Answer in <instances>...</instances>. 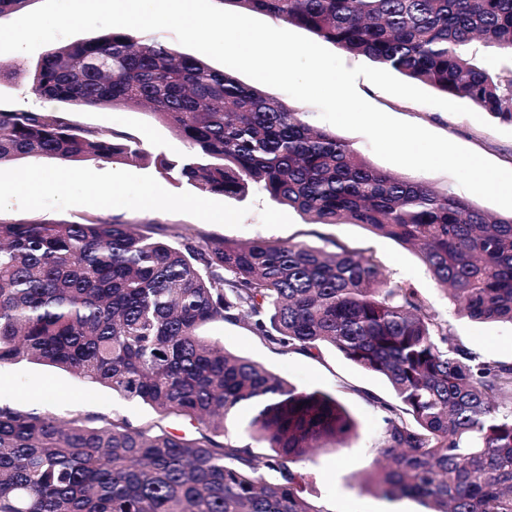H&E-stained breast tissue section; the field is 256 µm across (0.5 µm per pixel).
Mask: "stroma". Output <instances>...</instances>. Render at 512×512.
<instances>
[{"mask_svg": "<svg viewBox=\"0 0 512 512\" xmlns=\"http://www.w3.org/2000/svg\"><path fill=\"white\" fill-rule=\"evenodd\" d=\"M356 88L388 115L420 125L512 169V136L471 117L388 94L362 77ZM0 106L19 111L66 112L83 126L125 130L137 135L148 150L170 158L188 151L187 143L147 109L86 108L50 101L32 94L22 78L0 82ZM337 135L377 169L426 182L438 190L462 191L450 174L413 171L380 159L361 134L341 129ZM21 170H39L52 176L53 182L39 204L29 205L14 197L11 184ZM89 174L101 184L120 185V192L111 202H104L84 188L81 179ZM146 187L153 192V203L147 208L139 203ZM89 220L132 223L140 231L158 236L168 233L172 226L185 225L213 240H281L323 248L328 240L335 239L358 249H371L392 277L417 288L431 309L447 320L453 342L476 348L491 359L512 362V325L477 323L461 316L417 252L374 235L361 225L311 224L294 209L260 193L243 199L203 193L187 183L162 178L153 166L142 162L90 159L67 167L58 160L29 158L0 167L1 222L73 224ZM207 334L220 340L228 352L263 364L287 383L336 397L354 418L356 433L346 448L319 449L302 464L309 475L305 494L325 512H423L422 504L415 499L385 498L362 488L353 478L354 472L371 461L382 431L381 411L375 401L393 398L382 375L360 368L331 347L322 348L316 357L272 351L241 323L215 322L208 326ZM0 405L106 419L119 414L136 424L159 421L172 432L191 431L182 419H159L148 405L121 399L105 387L89 386L68 371L26 360L0 365Z\"/></svg>", "mask_w": 512, "mask_h": 512, "instance_id": "35a3bbf8", "label": "stroma"}]
</instances>
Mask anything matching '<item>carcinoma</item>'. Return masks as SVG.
I'll return each instance as SVG.
<instances>
[{
  "mask_svg": "<svg viewBox=\"0 0 512 512\" xmlns=\"http://www.w3.org/2000/svg\"><path fill=\"white\" fill-rule=\"evenodd\" d=\"M228 2L512 124V67H481L474 51L512 57V0ZM21 75L50 100L147 105L190 150L172 159L65 112L0 108V165L131 159L204 193L257 190L313 224H360L418 249L459 312L512 324V216L374 168L311 113L126 28L57 47L28 72L0 69ZM171 237L0 223V365L56 366L194 428L0 406V512H323L294 464L344 447L355 421L332 395L226 353L202 334L213 322L243 323L282 354L331 346L387 379L394 400H376L381 436L356 474L365 488L427 512H512V363L450 342L448 321L369 249L208 241L191 227ZM243 407L245 439L227 428Z\"/></svg>",
  "mask_w": 512,
  "mask_h": 512,
  "instance_id": "1",
  "label": "carcinoma"
}]
</instances>
